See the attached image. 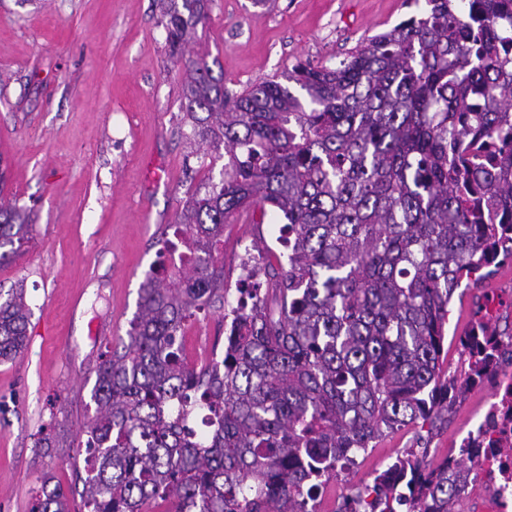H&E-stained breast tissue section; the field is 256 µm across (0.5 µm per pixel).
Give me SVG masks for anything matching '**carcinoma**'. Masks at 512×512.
Masks as SVG:
<instances>
[{
    "mask_svg": "<svg viewBox=\"0 0 512 512\" xmlns=\"http://www.w3.org/2000/svg\"><path fill=\"white\" fill-rule=\"evenodd\" d=\"M424 2L334 68L232 92L184 58L210 0H170L181 108L222 179L175 215L188 267L176 282L152 270L127 339L99 354L83 487L47 474L31 512H309L371 443L496 370L508 344L480 302L459 338L465 380L439 360L462 280L512 259V0ZM268 206L287 264L264 288L243 280L224 355L191 363L185 328L225 309L224 225ZM30 227L0 200L1 261ZM31 315L21 285L0 300L1 362ZM471 474L463 453L450 467L406 448L339 512H452Z\"/></svg>",
    "mask_w": 512,
    "mask_h": 512,
    "instance_id": "obj_1",
    "label": "carcinoma"
}]
</instances>
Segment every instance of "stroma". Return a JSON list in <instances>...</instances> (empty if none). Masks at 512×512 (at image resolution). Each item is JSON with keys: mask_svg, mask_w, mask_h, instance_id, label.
Segmentation results:
<instances>
[{"mask_svg": "<svg viewBox=\"0 0 512 512\" xmlns=\"http://www.w3.org/2000/svg\"><path fill=\"white\" fill-rule=\"evenodd\" d=\"M168 0H0V162L5 193L30 209L27 241L0 263V292L23 285L32 310L27 347L0 363V512H29L39 477L62 486L83 462L77 443L101 351L126 337L138 289L172 237L203 150L184 120L183 68L170 56ZM411 0H214L186 55H203L233 91L282 76L297 63L336 66L362 38L417 14ZM281 219L224 227L225 297L236 302L243 247H276ZM512 332V264L481 284L462 281L450 304L442 370L464 368L459 343L478 297ZM224 336L221 313L185 337L190 360ZM512 377L468 389L442 420L392 432L339 473L323 496L339 512L407 448L442 458L460 446ZM51 439L48 448L37 444Z\"/></svg>", "mask_w": 512, "mask_h": 512, "instance_id": "1", "label": "stroma"}]
</instances>
